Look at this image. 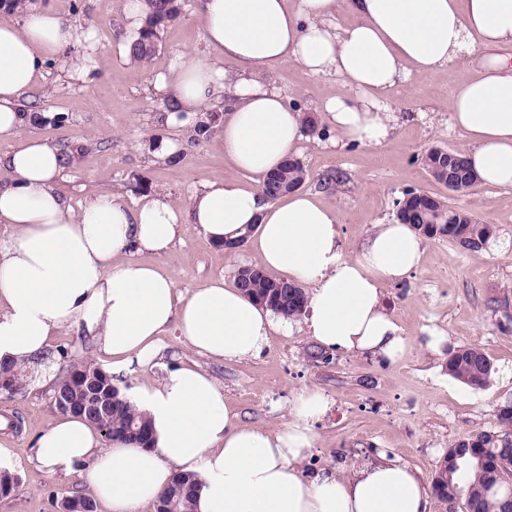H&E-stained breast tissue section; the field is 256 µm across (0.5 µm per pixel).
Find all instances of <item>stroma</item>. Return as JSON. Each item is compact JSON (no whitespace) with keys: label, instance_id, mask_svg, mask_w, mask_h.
Returning a JSON list of instances; mask_svg holds the SVG:
<instances>
[{"label":"stroma","instance_id":"35a3bbf8","mask_svg":"<svg viewBox=\"0 0 512 512\" xmlns=\"http://www.w3.org/2000/svg\"><path fill=\"white\" fill-rule=\"evenodd\" d=\"M33 3L68 18L81 36L68 59L46 64L23 100L43 117L35 133L58 144L67 158L57 189L73 210L102 192L131 205L162 194L182 209L206 179L226 174L217 142L223 103L197 112V120L210 124L207 133H198L195 123L172 127L166 122L171 101L154 86L155 76L170 72L180 52L209 58L198 0H181L179 16L160 27L158 50L139 66L129 57L138 28L126 20L123 0ZM478 64L474 55L453 70L416 76L410 92L393 91L396 110L408 119L383 145L340 142L325 126L302 141L300 161L309 172L304 188L338 209L347 257L358 254L376 225L392 222L393 202L406 189L447 198L494 227L487 247L475 251L461 250L444 236L424 239L421 264L410 277L382 282L384 306L409 341L399 359L326 349L300 317L291 335L273 336L259 357L232 362L198 354L177 332H168L157 358L115 375V383L130 393L160 379L173 365L195 366L223 385L235 421L270 431L288 423L301 390H319L329 408L313 426L316 448L300 464L308 478L325 468L350 469L384 455L416 469L428 486L454 442L497 429L499 409L512 403V379L499 375L512 368V189L478 186L455 196L423 163L434 146L456 153L467 149L465 136L448 123V99ZM274 79L292 105L316 118L326 100L346 91L339 78H314L292 64L282 65ZM59 115L65 116L64 124H55ZM170 142L178 146L175 158H161ZM257 261L252 245L225 253L206 243L194 224L182 225L179 241L164 258L184 292L215 275L233 283L238 266ZM470 346L481 348L494 364L481 389L447 370L449 353ZM48 352L55 362L64 354L72 360L100 359L96 343L73 329L53 336ZM24 385L22 394L0 400V418L20 423L19 429L0 430L19 478L14 492L0 496V512H59L63 497L84 494L85 488L77 479L50 476L37 465L35 443L58 416L51 404L54 384L31 367Z\"/></svg>","mask_w":512,"mask_h":512}]
</instances>
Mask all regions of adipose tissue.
<instances>
[{
    "label": "adipose tissue",
    "mask_w": 512,
    "mask_h": 512,
    "mask_svg": "<svg viewBox=\"0 0 512 512\" xmlns=\"http://www.w3.org/2000/svg\"><path fill=\"white\" fill-rule=\"evenodd\" d=\"M340 3L354 23H333ZM200 16L204 43L235 72L185 51L156 87L171 100L174 125L223 97L218 140L231 176L206 180L183 210L162 195L131 207L103 193L77 212L55 187L64 154L29 133L32 116L21 107L77 29L49 8L0 19V138L16 142L0 157V223L14 229L0 245V361L35 363L52 336L73 326L97 340L113 373L150 362L172 329L223 361L259 356L273 334L290 335L292 321L223 277L179 291L159 258L186 223L214 245L254 225L262 267L308 288L309 334L323 346L388 360L404 353L381 283L419 265L422 239L412 226L376 225L350 258L336 208L300 190L274 201L260 190L268 172L298 155L305 131L303 113L273 79L276 66L342 80L348 92L325 102V122L348 142L379 146L403 120L392 90L484 49L476 77L448 100V122L470 142L465 158L477 185L512 187V56L498 53L512 47V0H201ZM132 247L149 260H126ZM132 401L151 421L152 447L103 443L95 427L67 414L38 440L37 464L78 477L105 512H141L179 471L198 480L194 512H428L417 475L397 460L302 476L313 425L328 409L320 392L302 391L292 420L273 431L236 422L223 386L193 366L173 367Z\"/></svg>",
    "instance_id": "1"
}]
</instances>
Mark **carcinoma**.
<instances>
[{"label": "carcinoma", "instance_id": "obj_1", "mask_svg": "<svg viewBox=\"0 0 512 512\" xmlns=\"http://www.w3.org/2000/svg\"><path fill=\"white\" fill-rule=\"evenodd\" d=\"M148 15L145 25L130 45V58L145 63L159 47V28L178 17L179 0H146ZM455 152L448 155L430 149L423 157L428 172L439 168L453 171L456 186L453 192L462 194L473 187V175L463 165L455 169ZM309 174L298 161L287 162L276 174L275 181L286 187L300 186ZM406 215L420 234L427 238L447 236L464 250L485 246L494 234L490 224L480 222L468 211L458 215L447 201L430 192L420 191L406 201ZM235 280L246 296L270 307L288 318L305 313L308 295L293 282L273 279L262 269H239ZM64 375L55 387L71 391L94 366L69 361L62 366ZM493 371V364L484 351L467 347L448 358V374L473 388L485 386ZM0 376L9 380V389L0 392V398L11 399L21 393L22 369L12 363H0ZM99 408L86 414V419L109 439H120L132 447H148L153 441L150 421L112 383V379H96ZM499 431H483L455 442L432 480V490L448 503V512H455L459 500H465L466 512H512V410H499ZM196 491L195 479L187 474H176L171 484L161 493L156 512H193Z\"/></svg>", "mask_w": 512, "mask_h": 512}]
</instances>
